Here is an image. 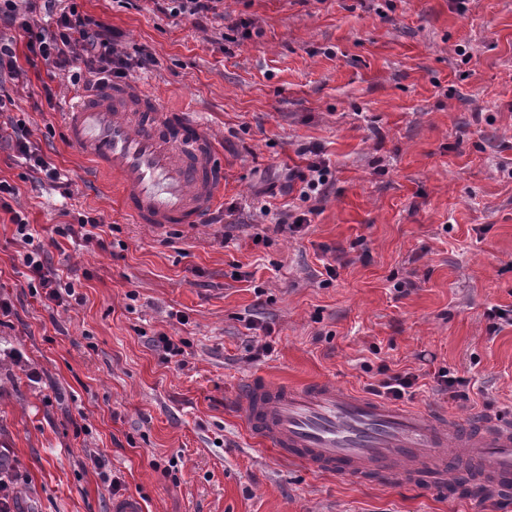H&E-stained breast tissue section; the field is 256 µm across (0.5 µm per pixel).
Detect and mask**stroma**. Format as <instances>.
Segmentation results:
<instances>
[{"mask_svg": "<svg viewBox=\"0 0 512 512\" xmlns=\"http://www.w3.org/2000/svg\"><path fill=\"white\" fill-rule=\"evenodd\" d=\"M74 2L115 31L127 82L203 115L224 193L207 224L131 223L67 139L76 85L29 59L19 26L0 27L22 69L0 77V128L25 119L71 189L0 151L18 190L0 210V299L14 310L0 326V451L23 512H110L117 495L146 512H512V497L283 461L256 446L238 396L249 376L364 392L410 372L405 405L512 418V321L498 315L512 309V0H224L199 23L154 0ZM319 160L329 181L302 199L288 175ZM15 210L49 264L72 269L81 303L29 288ZM284 212L306 221L282 229ZM86 213L97 240L57 234ZM161 333L183 363L153 346Z\"/></svg>", "mask_w": 512, "mask_h": 512, "instance_id": "1", "label": "stroma"}]
</instances>
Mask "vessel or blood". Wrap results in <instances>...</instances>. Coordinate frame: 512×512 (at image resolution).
Segmentation results:
<instances>
[{"label": "vessel or blood", "instance_id": "vessel-or-blood-1", "mask_svg": "<svg viewBox=\"0 0 512 512\" xmlns=\"http://www.w3.org/2000/svg\"><path fill=\"white\" fill-rule=\"evenodd\" d=\"M69 138L121 187L134 223H203L224 191V161L196 112L172 110L135 86L102 84L71 100ZM240 406L260 445L314 471L362 481L377 473L446 487L449 454L493 495L512 493V423L455 426L447 416L367 396L330 381L303 386L252 377Z\"/></svg>", "mask_w": 512, "mask_h": 512}]
</instances>
